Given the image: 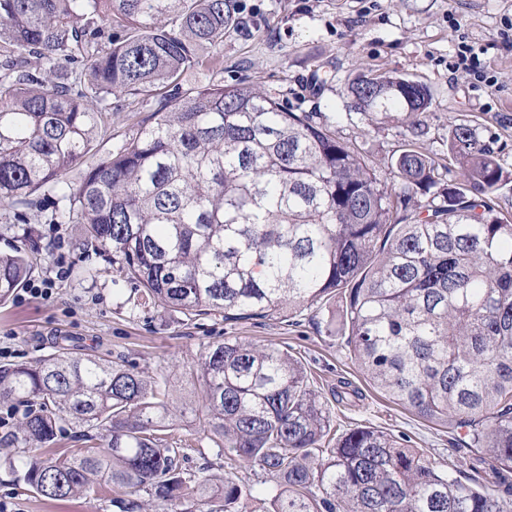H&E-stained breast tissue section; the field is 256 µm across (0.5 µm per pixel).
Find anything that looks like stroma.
<instances>
[{"label": "stroma", "instance_id": "1", "mask_svg": "<svg viewBox=\"0 0 512 512\" xmlns=\"http://www.w3.org/2000/svg\"><path fill=\"white\" fill-rule=\"evenodd\" d=\"M241 33L224 40L217 70L184 75L183 88L206 84L257 82L292 111L317 113L336 136L356 143L379 174L410 135L404 122L380 123L377 115L351 107L349 83L360 76L386 73L424 84L432 97L423 120L424 146L439 163L448 161V131L467 124L477 133L495 131L504 151L500 163L512 175V43L499 31L512 19V0H239ZM483 48L499 84L489 88L467 74L450 75L458 33ZM155 99L119 96L99 125L95 158L119 150L149 122ZM18 245L35 259L28 283L53 281L49 298L17 291L0 305V364L34 361L52 353L59 335L79 339L87 352L125 358L144 375L169 378V409L178 417L174 434L188 443L185 469L220 475L206 431L191 413L199 402L183 374L203 347L223 340L219 316H187L160 308L132 309L133 289L118 278L108 258L91 260L94 279L56 280L57 265L71 268L81 260L80 226L57 219L53 199L27 210L17 221L0 205V252ZM332 315L308 310L294 321L279 318L244 321L232 331L242 342L276 345L302 361L313 386L324 398L350 388L343 403L333 404L336 424L347 429L373 426L421 448L433 459L453 461V474L465 483L492 486L490 464H480L463 435L422 420L375 390L352 361L340 334L330 330ZM0 504L8 512H119L109 497L83 495L67 500L39 497L0 461Z\"/></svg>", "mask_w": 512, "mask_h": 512}]
</instances>
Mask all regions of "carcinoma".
<instances>
[{"mask_svg":"<svg viewBox=\"0 0 512 512\" xmlns=\"http://www.w3.org/2000/svg\"><path fill=\"white\" fill-rule=\"evenodd\" d=\"M241 27L237 0H0V203L58 197L86 225L83 250L112 254L135 307L220 315L224 324L295 318L343 298L351 358L416 416L465 432L499 479L512 473V223L498 137L459 124L442 167L421 146L431 95L399 76L348 86L355 110L400 114L411 140L382 177L311 112L257 84L182 76L222 64ZM152 97V121L120 151L92 150L112 96ZM427 195L430 200L418 199ZM0 253V303L30 272ZM187 381L199 423L231 472L182 469L166 382L125 360L67 345L0 364V401L24 414L10 468L38 495L141 491L159 512H512V488L464 483L448 463L370 427L338 431L306 367L277 346L234 336L208 345ZM66 425L99 441L53 448ZM275 479L265 497L232 470Z\"/></svg>","mask_w":512,"mask_h":512,"instance_id":"cac0c4a2","label":"carcinoma"}]
</instances>
